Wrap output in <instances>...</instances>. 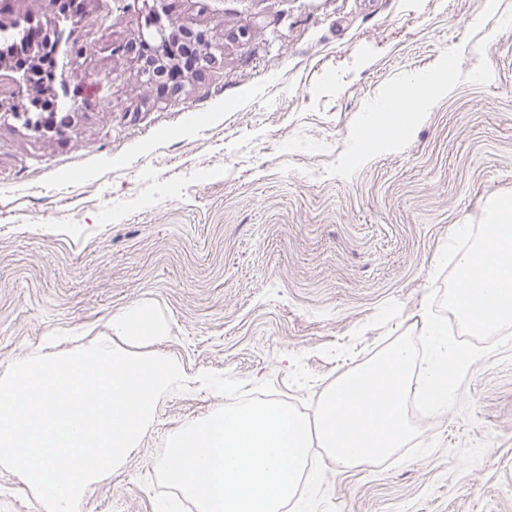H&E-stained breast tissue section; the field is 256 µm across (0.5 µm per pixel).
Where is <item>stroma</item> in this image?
<instances>
[{"label": "stroma", "mask_w": 512, "mask_h": 512, "mask_svg": "<svg viewBox=\"0 0 512 512\" xmlns=\"http://www.w3.org/2000/svg\"><path fill=\"white\" fill-rule=\"evenodd\" d=\"M83 4L66 22L86 47L63 74L79 104L66 133L12 118L17 88L0 80V368L152 301L170 321L154 347L187 375L316 402L414 333L454 224L512 193V0H168L213 59L162 94L138 52H111L141 0ZM446 68L401 127L368 121L404 77ZM459 393L472 418L421 421L440 443L425 459H325L338 512H512V349ZM223 403L162 396L80 512H166L177 490L149 485L165 440Z\"/></svg>", "instance_id": "35a3bbf8"}]
</instances>
